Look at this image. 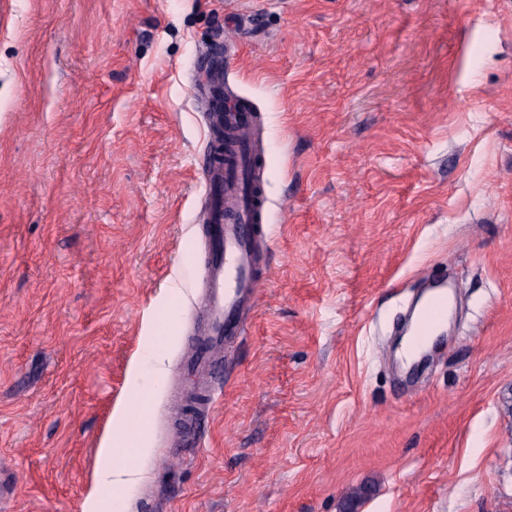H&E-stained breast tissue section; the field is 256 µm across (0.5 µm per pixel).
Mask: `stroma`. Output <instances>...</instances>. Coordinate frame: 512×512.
<instances>
[{
    "label": "stroma",
    "instance_id": "stroma-1",
    "mask_svg": "<svg viewBox=\"0 0 512 512\" xmlns=\"http://www.w3.org/2000/svg\"><path fill=\"white\" fill-rule=\"evenodd\" d=\"M237 23L266 283L206 377L205 447L176 451L207 245L190 74ZM430 274L455 306L410 375L391 329ZM119 408L138 477L102 486ZM0 478V512H342L360 487L355 512H512V0H0Z\"/></svg>",
    "mask_w": 512,
    "mask_h": 512
}]
</instances>
